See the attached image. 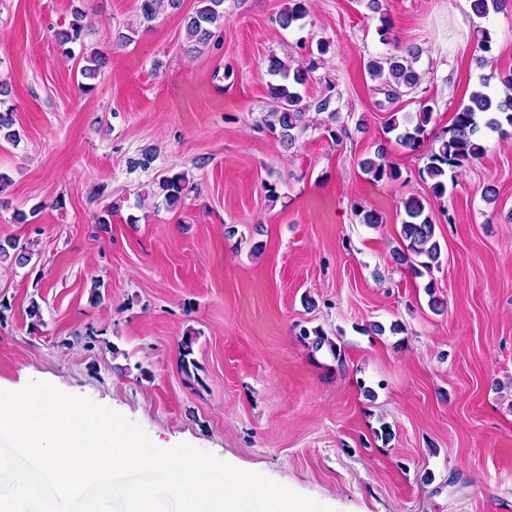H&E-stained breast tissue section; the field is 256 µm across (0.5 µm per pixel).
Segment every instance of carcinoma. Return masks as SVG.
<instances>
[{
    "mask_svg": "<svg viewBox=\"0 0 512 512\" xmlns=\"http://www.w3.org/2000/svg\"><path fill=\"white\" fill-rule=\"evenodd\" d=\"M201 7L186 18L187 39L197 45L207 44L213 37L212 28L224 17V0H199ZM508 0H471V9L479 18H486L490 11L498 12L507 5ZM179 9L180 0H140V13L144 22L151 23L166 9ZM368 8L379 14L380 26L377 29L379 42L391 43L392 22L388 10L382 8L380 0H369ZM309 15L307 0H288V6L279 14L278 21L287 29ZM84 15L75 8L68 26L55 34L57 44L66 56L74 55L73 45H80L81 59L85 62L80 75L85 80L81 84L83 91L93 89V80L97 79L104 64L102 53L88 48L84 43ZM420 54L416 46H407L397 52L372 58L366 68L369 75L380 81L387 98L394 101L401 95V89L415 87L420 75L414 68ZM317 61L310 59L295 65L271 56L268 59V73L278 76L281 82L269 84V95L274 102V114L280 127L282 142L289 145L295 142L294 131H303L309 127L307 111L309 106L303 103L298 88L307 84L311 73L316 69ZM498 88L489 89L483 82L480 89L472 92L469 103L454 112L451 125L439 132L430 133L427 126L432 119L433 108L424 105L419 112L405 114L402 120L392 116L385 124L384 133L395 134V139H385L377 146L374 156L360 161L363 171L376 182L393 180L399 176V170L387 159V144H397L416 151L428 137H433L437 147L431 149L423 173L430 181L429 191L436 199L443 197L447 190L448 170L458 168L478 158L483 152L481 142L489 133L508 135L507 128L512 127V71L498 74ZM0 136L11 142H18L19 133L13 129L11 111H0ZM187 173H174L161 179L156 188L150 191L154 198H163L169 208L181 204L188 189ZM428 202L425 198L411 196L403 202L404 216L401 221V247L392 251L394 264L403 266L413 274L422 276L440 265L441 247L435 239V224L426 213ZM32 243H19L16 239H7L0 243V260L8 261L19 267L27 266L33 259ZM300 335L311 339V348L319 351L328 346L336 353L332 341L319 330H301Z\"/></svg>",
    "mask_w": 512,
    "mask_h": 512,
    "instance_id": "obj_1",
    "label": "carcinoma"
}]
</instances>
